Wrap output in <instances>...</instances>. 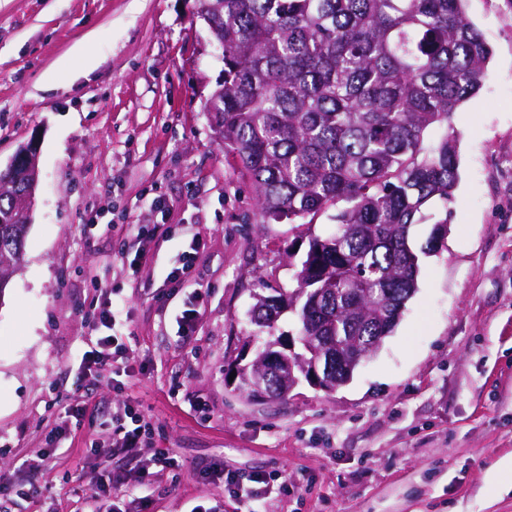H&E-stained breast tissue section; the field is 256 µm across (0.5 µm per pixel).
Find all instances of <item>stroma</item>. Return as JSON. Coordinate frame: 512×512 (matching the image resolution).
I'll return each mask as SVG.
<instances>
[{"instance_id":"35a3bbf8","label":"stroma","mask_w":512,"mask_h":512,"mask_svg":"<svg viewBox=\"0 0 512 512\" xmlns=\"http://www.w3.org/2000/svg\"><path fill=\"white\" fill-rule=\"evenodd\" d=\"M193 6L0 0V169L39 140L25 261L0 294V512H82L94 480L117 475L130 481L106 492L114 512H512L498 471L512 461V0L464 4L493 56L453 116L459 180L430 208L449 230L398 325L345 386L303 381L284 400L252 398L228 370L268 338L254 294L295 288L309 236L334 223L254 207L205 110L224 64ZM84 53L98 61L85 76ZM195 236L194 279L175 286ZM105 288L125 374L81 367ZM190 299L185 335L174 316ZM76 403L80 422L45 453ZM129 411L135 448L119 445ZM213 470L270 484L238 499Z\"/></svg>"}]
</instances>
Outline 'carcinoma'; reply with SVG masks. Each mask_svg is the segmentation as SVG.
I'll list each match as a JSON object with an SVG mask.
<instances>
[{"label": "carcinoma", "mask_w": 512, "mask_h": 512, "mask_svg": "<svg viewBox=\"0 0 512 512\" xmlns=\"http://www.w3.org/2000/svg\"><path fill=\"white\" fill-rule=\"evenodd\" d=\"M465 0H209L224 44V95L212 117L224 153L263 217L311 224L336 210V230L312 236L297 288V335L335 336L344 382L381 346L417 290L420 255L448 233L435 220L425 247L413 226L458 180L457 136L428 131L479 91L493 50L467 20ZM0 262L20 267L26 166L0 171ZM335 294L315 308L312 291ZM251 321L272 328L260 302Z\"/></svg>", "instance_id": "obj_1"}]
</instances>
